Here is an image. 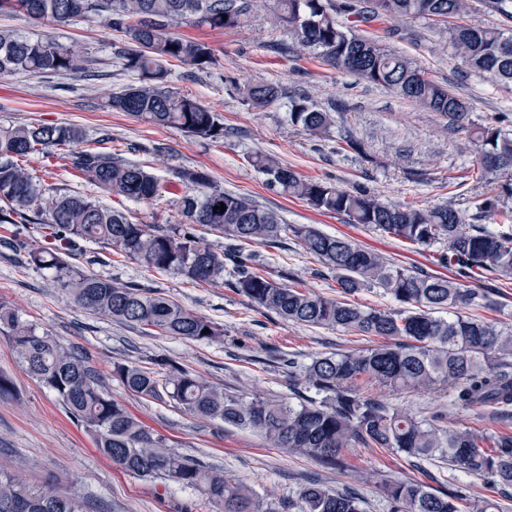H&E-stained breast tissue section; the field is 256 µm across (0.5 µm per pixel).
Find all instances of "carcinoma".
Wrapping results in <instances>:
<instances>
[{
	"instance_id": "carcinoma-1",
	"label": "carcinoma",
	"mask_w": 512,
	"mask_h": 512,
	"mask_svg": "<svg viewBox=\"0 0 512 512\" xmlns=\"http://www.w3.org/2000/svg\"><path fill=\"white\" fill-rule=\"evenodd\" d=\"M276 19L288 24L297 42L335 69L387 86L449 125L468 129L480 143L481 176L512 172V133L470 120V105L426 76L409 58L387 50L336 21L352 14L358 23L460 16L467 0H277ZM251 9L250 0H0L1 14L23 15L44 26L73 18L105 15L112 30L125 34L134 48L121 52L124 69L140 84L113 95L107 107L145 123L176 128L186 135L224 139L221 115L167 86L169 62L199 70L212 63L207 43L176 34L173 28L193 17L211 28L234 27ZM447 43L468 68L512 83V35L485 26L444 23ZM66 73L92 77L82 51L51 35L36 39L0 29V78L17 73ZM234 90L254 109H265L285 95L274 83L255 82ZM289 121L311 134L326 132L331 113L305 97L290 100ZM83 129L71 124L0 127V224H46L57 245L26 248L14 239L0 246L22 254L23 262L52 269L59 286L78 304L102 316L164 336L217 342L223 330L180 304L133 282L85 272L68 260L81 241L121 251L138 265L179 275L193 282H220L247 297L259 310L296 324L336 328L383 342L351 353L318 357L299 366L286 359L298 402L277 403L255 397L245 402L224 393L201 376L166 359L142 368L124 362L112 377L130 393L167 401L202 420H220L262 434L270 447L311 458L326 468L344 467L347 448H385L417 460L441 459L448 470L476 476L499 491L501 499L473 501L450 482L434 489L416 481L383 485L390 512H509L512 502V433H476L435 420L419 419L374 397L377 387L401 392H436L462 410L492 407L512 410V329L462 312L492 305L478 288L463 284L491 273L512 280V224L489 230L466 225L450 206L414 208L385 203L361 190L298 176L273 157L252 154L248 162L267 184L315 209L339 214L354 224L390 235L417 249L440 244L439 263L455 277L396 265L351 240L326 234L310 224H284L273 210L230 191L210 187L199 169L178 172L179 181L197 188L178 200L185 224L170 229L132 222L125 213L79 195L61 193L37 182L21 160L32 155L67 159L72 170L102 192L137 202L159 197V181L144 166L110 152L87 147ZM225 205L226 211L217 209ZM215 232L231 250L220 254L201 242L197 227ZM291 234L302 248L336 274L340 296L329 298L287 285L254 265L240 246L274 244ZM381 288L398 309H373L348 300L366 288ZM448 311V317L437 312ZM0 335L19 361L88 433L95 448L121 470L145 479L162 478L200 489L217 512H270L252 489L224 478L201 462L172 451L166 438L142 425L112 398L107 383L88 361L56 337L38 331L0 302ZM315 391L313 396L301 390ZM301 512H363L358 493H339L320 483L300 493ZM0 512H86L84 502L50 485H34L0 473Z\"/></svg>"
}]
</instances>
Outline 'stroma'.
<instances>
[{
	"instance_id": "35a3bbf8",
	"label": "stroma",
	"mask_w": 512,
	"mask_h": 512,
	"mask_svg": "<svg viewBox=\"0 0 512 512\" xmlns=\"http://www.w3.org/2000/svg\"><path fill=\"white\" fill-rule=\"evenodd\" d=\"M276 10V0H255L238 26L213 29L190 20L176 29L180 36L204 41L213 52L214 63L204 71L173 63L169 87L223 116L224 139L217 143L107 108L112 93L137 85L138 80L123 70L118 56L119 50L130 49V41L103 17H77L47 28L21 15L2 14L0 28L31 38L50 34L81 49L98 76L80 80L23 73L0 79V125L74 124L90 139L105 140L113 153L144 165L161 186L159 199L151 204L102 195L96 186L75 177L65 159L31 164L32 175L45 186L99 198L140 224L183 223L177 200L185 187L175 173L181 168L202 169L212 187L252 198L277 212L285 223L314 224L393 263L445 274L437 250H417L395 237L349 223L345 216L319 213L305 201L278 193L248 163L253 153L273 155L302 177L351 191L366 190L388 203L417 208L447 204L468 224L493 229L506 223L507 212H512V175L481 178L478 146L468 131L450 127L447 118L394 90L324 63L298 45L287 26L276 24ZM357 30L410 58L429 78L470 103L475 123L512 130V83L467 72L461 57L433 27L417 20H387L358 25ZM256 81L280 84L289 98L305 96L317 108L332 112L335 122L328 134L314 137L292 126L287 100L257 110L232 89L233 84ZM347 132L360 141V150L345 147L342 136ZM158 144L163 152H155ZM488 200L494 202V209H485ZM246 250L272 276H287L289 285L329 298L338 294L334 274L291 235H282L274 246L250 244ZM73 263L86 272L138 283L215 322L224 330L223 342L198 343L147 333L95 314L67 296L52 271L20 263L2 248L0 302L10 304L23 321L86 354L108 378L113 398L144 425L166 436L173 451L248 485L273 512H301L300 492L312 478L335 491L364 494V512H389L378 491L383 482L411 480L433 487L446 483L448 467L442 462L417 467L412 459L382 448L346 449L347 469H328L268 447L252 430L196 419L172 404L139 398L112 377L113 362L147 367L153 358L164 356L244 400L290 402L294 395L280 354L303 365L316 357L368 348L372 339L285 321L257 311L248 298L223 284H198L172 273L148 271L109 246L79 242ZM478 286L489 292L495 305L475 309V316L512 328V282L488 276ZM0 372L15 385L13 396L0 398V472L34 484H56L61 492L82 497L90 512H212L211 503L199 491L161 479L144 480L114 466L70 419L56 395L31 377L1 336ZM379 396L388 405L417 415L441 414L457 427L512 432V418L498 420L486 408L458 410L446 397L432 393L383 390Z\"/></svg>"
}]
</instances>
